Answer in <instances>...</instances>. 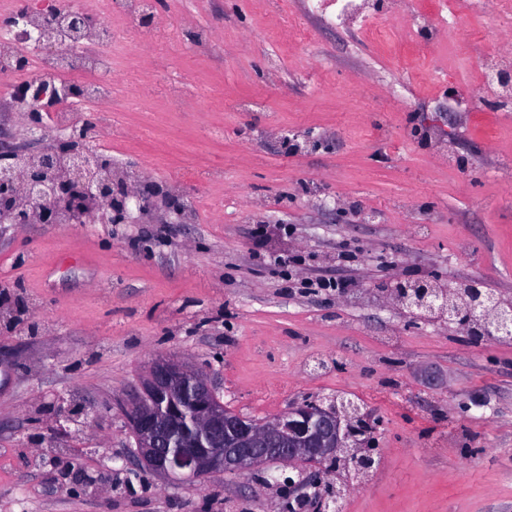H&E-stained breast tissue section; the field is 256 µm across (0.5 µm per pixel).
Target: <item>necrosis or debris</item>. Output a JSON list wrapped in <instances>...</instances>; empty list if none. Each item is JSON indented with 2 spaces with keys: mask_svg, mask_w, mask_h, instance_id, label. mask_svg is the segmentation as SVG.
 Listing matches in <instances>:
<instances>
[{
  "mask_svg": "<svg viewBox=\"0 0 512 512\" xmlns=\"http://www.w3.org/2000/svg\"><path fill=\"white\" fill-rule=\"evenodd\" d=\"M82 9L93 23L80 42H73L64 19ZM125 19L123 31L112 25L113 13ZM0 13L14 24L0 27V69H11V83L0 89V99L12 111L39 107L47 112L45 135L62 138L83 128L90 144L105 134L100 113L111 111L115 96L128 85L114 69L116 44L139 31L143 17L154 16L152 37L179 45L186 16L160 17L154 0H0ZM81 88L74 96L72 88Z\"/></svg>",
  "mask_w": 512,
  "mask_h": 512,
  "instance_id": "1",
  "label": "necrosis or debris"
}]
</instances>
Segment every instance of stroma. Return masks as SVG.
Segmentation results:
<instances>
[{"instance_id":"stroma-1","label":"stroma","mask_w":512,"mask_h":512,"mask_svg":"<svg viewBox=\"0 0 512 512\" xmlns=\"http://www.w3.org/2000/svg\"><path fill=\"white\" fill-rule=\"evenodd\" d=\"M157 8L224 39L130 43L137 95L97 150L193 217L0 224V512H283L261 472L124 485L122 404L159 356L258 421L354 401L374 464L325 468L337 512H512V339L406 317L379 290L474 279L512 301V108L473 64L512 14L466 10L430 40L402 12L373 37L332 29L307 0ZM159 70L190 109L152 90ZM306 134L321 146L290 153Z\"/></svg>"}]
</instances>
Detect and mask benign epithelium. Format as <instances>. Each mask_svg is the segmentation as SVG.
<instances>
[{
    "label": "benign epithelium",
    "mask_w": 512,
    "mask_h": 512,
    "mask_svg": "<svg viewBox=\"0 0 512 512\" xmlns=\"http://www.w3.org/2000/svg\"><path fill=\"white\" fill-rule=\"evenodd\" d=\"M0 157L24 160L0 164V223L56 224L62 209L85 215L91 207L107 211L110 224L132 222L131 207L143 218L179 224L183 209L158 189L145 194L112 178V162L89 149L85 130H75L52 145L20 150L0 145ZM398 306L415 317L435 314L448 325L466 324L478 337L512 336V304L476 280L445 289L431 281L396 280L386 285ZM137 452L126 469L141 466L172 480L234 473L246 475L273 465L298 468L304 477L274 479L296 504L319 510L331 496L320 465L348 459L368 468L370 450L349 443L362 422L353 402L324 407L315 402L292 406L277 417L249 421L224 411L207 375L183 361L159 357L148 366L140 391L128 406Z\"/></svg>",
    "instance_id": "7a95c632"
}]
</instances>
